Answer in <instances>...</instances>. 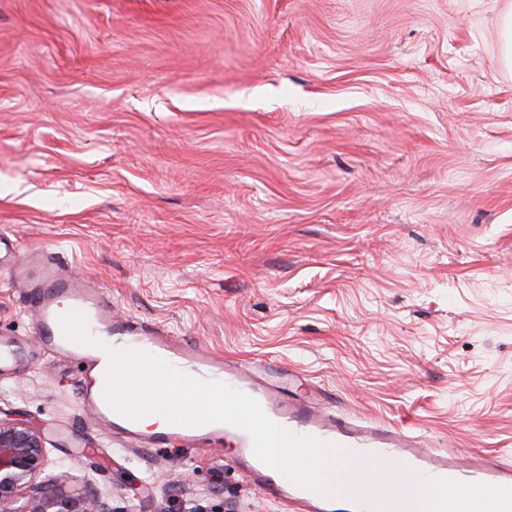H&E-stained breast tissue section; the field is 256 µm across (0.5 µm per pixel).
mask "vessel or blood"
Returning a JSON list of instances; mask_svg holds the SVG:
<instances>
[{
    "instance_id": "b4317fda",
    "label": "vessel or blood",
    "mask_w": 512,
    "mask_h": 512,
    "mask_svg": "<svg viewBox=\"0 0 512 512\" xmlns=\"http://www.w3.org/2000/svg\"><path fill=\"white\" fill-rule=\"evenodd\" d=\"M12 276L27 290L26 311L40 343L81 365L83 414L122 439L145 448H165L175 443L210 446L232 437L246 479L265 496L285 502L290 512H335L340 500L350 512H375L381 504H397L410 497L420 479L455 486L460 493L456 502L435 497L430 512H512V468L497 456L476 459L431 448L419 436L391 426L340 417L307 401L283 399L254 376L249 364L223 359L198 344L118 317L103 290L38 252H30L13 268ZM72 311L85 315L87 332L98 338V345L65 337L60 319ZM111 348L142 350L183 373L224 383L254 398L270 420L292 434L347 448L349 492L336 498L297 486L255 457L249 433L228 424L140 430L138 421L117 412L105 398Z\"/></svg>"
}]
</instances>
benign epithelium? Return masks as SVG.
<instances>
[{"label":"benign epithelium","instance_id":"7a95c632","mask_svg":"<svg viewBox=\"0 0 512 512\" xmlns=\"http://www.w3.org/2000/svg\"><path fill=\"white\" fill-rule=\"evenodd\" d=\"M46 463L43 432L0 418V512H105L98 495L69 484L67 471L36 482Z\"/></svg>","mask_w":512,"mask_h":512}]
</instances>
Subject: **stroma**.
<instances>
[{
    "instance_id": "stroma-1",
    "label": "stroma",
    "mask_w": 512,
    "mask_h": 512,
    "mask_svg": "<svg viewBox=\"0 0 512 512\" xmlns=\"http://www.w3.org/2000/svg\"><path fill=\"white\" fill-rule=\"evenodd\" d=\"M512 0H0V234L284 397L512 466ZM0 274V412L109 512H288L123 448Z\"/></svg>"
}]
</instances>
